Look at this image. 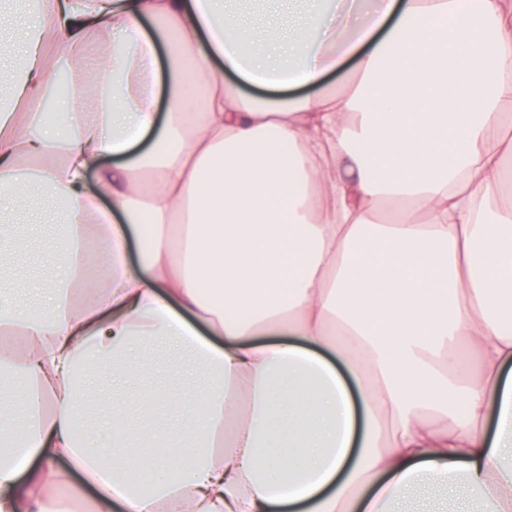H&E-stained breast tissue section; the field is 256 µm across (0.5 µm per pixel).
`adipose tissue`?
Wrapping results in <instances>:
<instances>
[{"label": "adipose tissue", "instance_id": "1", "mask_svg": "<svg viewBox=\"0 0 512 512\" xmlns=\"http://www.w3.org/2000/svg\"><path fill=\"white\" fill-rule=\"evenodd\" d=\"M42 3L0 13L24 62L0 65V199L34 188L65 241L45 307L0 298V369L23 378L0 512H435L431 487L512 512V0H325L284 37L229 0ZM154 343L201 370L196 403L158 385L176 415L145 448L134 390L85 428L90 379L131 382ZM464 353L476 374L452 372Z\"/></svg>", "mask_w": 512, "mask_h": 512}]
</instances>
